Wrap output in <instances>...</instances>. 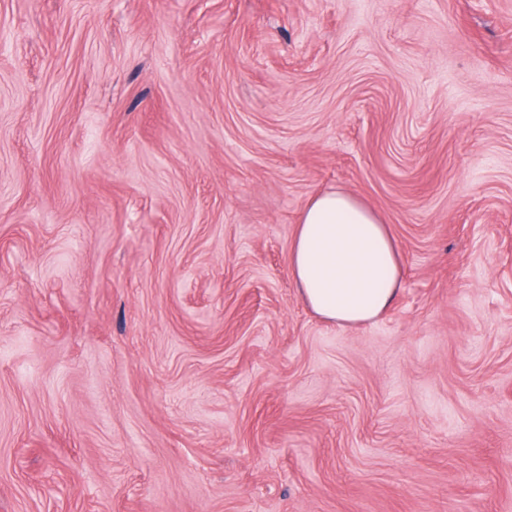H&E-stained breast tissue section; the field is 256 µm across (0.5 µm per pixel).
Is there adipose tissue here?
<instances>
[{
    "mask_svg": "<svg viewBox=\"0 0 512 512\" xmlns=\"http://www.w3.org/2000/svg\"><path fill=\"white\" fill-rule=\"evenodd\" d=\"M403 258L387 224L351 193L328 190L304 207L289 270L301 300L339 326L374 321L401 287Z\"/></svg>",
    "mask_w": 512,
    "mask_h": 512,
    "instance_id": "1",
    "label": "adipose tissue"
}]
</instances>
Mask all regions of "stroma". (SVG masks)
<instances>
[{"instance_id":"1","label":"stroma","mask_w":512,"mask_h":512,"mask_svg":"<svg viewBox=\"0 0 512 512\" xmlns=\"http://www.w3.org/2000/svg\"><path fill=\"white\" fill-rule=\"evenodd\" d=\"M0 512H512V0H0ZM403 258L387 224L351 193L328 190L304 207L289 270L301 300L339 326L374 321L401 287Z\"/></svg>"}]
</instances>
